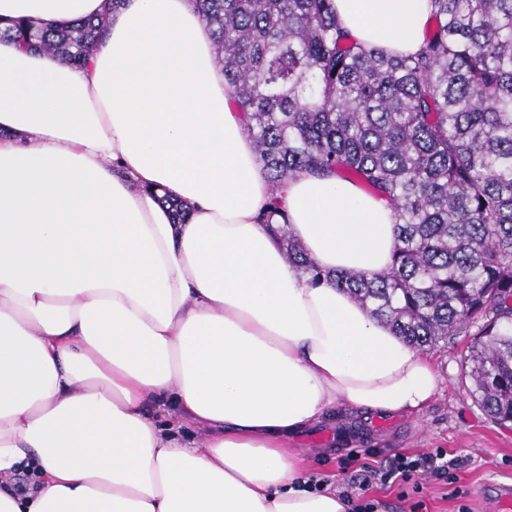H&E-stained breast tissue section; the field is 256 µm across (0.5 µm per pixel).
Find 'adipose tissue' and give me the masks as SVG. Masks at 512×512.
Instances as JSON below:
<instances>
[{"label": "adipose tissue", "instance_id": "ef3b65f1", "mask_svg": "<svg viewBox=\"0 0 512 512\" xmlns=\"http://www.w3.org/2000/svg\"><path fill=\"white\" fill-rule=\"evenodd\" d=\"M334 6L403 54L432 11ZM101 16L81 65L0 42V512H348L306 490L291 438L342 403L416 412L440 383L336 284L389 268L394 211L333 176L271 185L192 0H0V28ZM275 196L319 281L259 223Z\"/></svg>", "mask_w": 512, "mask_h": 512}]
</instances>
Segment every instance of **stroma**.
<instances>
[{
	"label": "stroma",
	"instance_id": "1",
	"mask_svg": "<svg viewBox=\"0 0 512 512\" xmlns=\"http://www.w3.org/2000/svg\"><path fill=\"white\" fill-rule=\"evenodd\" d=\"M461 333L447 346L428 350L441 383L434 399L418 412L389 415V425L376 427L377 413L341 406L331 423L298 434L293 445L308 469L341 483L358 470L353 452L378 448L389 453L421 454L447 449L458 465L452 478L424 476L427 512H489L490 484L512 486V429L494 423L468 393L471 385L463 358L470 341Z\"/></svg>",
	"mask_w": 512,
	"mask_h": 512
}]
</instances>
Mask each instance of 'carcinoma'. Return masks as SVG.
Returning a JSON list of instances; mask_svg holds the SVG:
<instances>
[{
    "label": "carcinoma",
    "mask_w": 512,
    "mask_h": 512,
    "mask_svg": "<svg viewBox=\"0 0 512 512\" xmlns=\"http://www.w3.org/2000/svg\"><path fill=\"white\" fill-rule=\"evenodd\" d=\"M224 86L271 184L335 175L396 212L393 263L341 278L371 314L424 350L466 327L470 395L512 425V0H432L414 55L364 49L333 0H194ZM104 20L17 25L14 38L80 65ZM174 223L187 205L160 197ZM313 281L279 200L259 217Z\"/></svg>",
    "instance_id": "cac0c4a2"
}]
</instances>
